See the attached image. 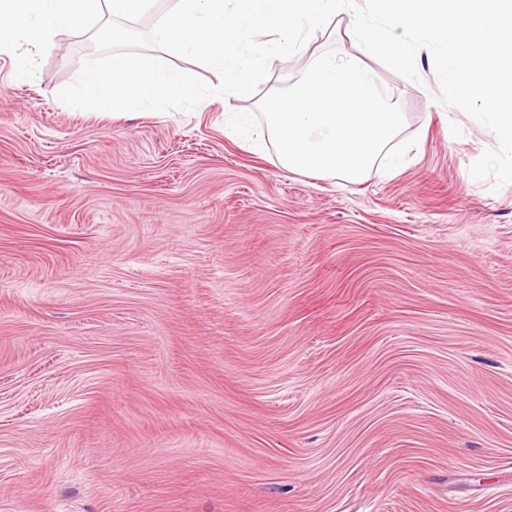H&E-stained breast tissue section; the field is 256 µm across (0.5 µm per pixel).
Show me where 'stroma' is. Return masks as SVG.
<instances>
[{
    "label": "stroma",
    "instance_id": "1",
    "mask_svg": "<svg viewBox=\"0 0 512 512\" xmlns=\"http://www.w3.org/2000/svg\"><path fill=\"white\" fill-rule=\"evenodd\" d=\"M0 53V512H512V184L377 60L388 175L284 171L224 107L84 112Z\"/></svg>",
    "mask_w": 512,
    "mask_h": 512
}]
</instances>
